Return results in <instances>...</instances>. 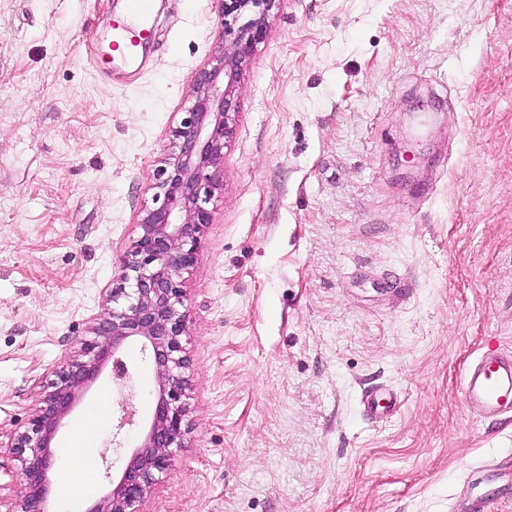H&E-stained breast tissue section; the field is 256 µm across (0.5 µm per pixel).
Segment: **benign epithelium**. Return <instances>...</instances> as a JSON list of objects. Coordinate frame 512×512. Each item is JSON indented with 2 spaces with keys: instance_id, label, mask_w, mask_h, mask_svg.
<instances>
[{
  "instance_id": "obj_1",
  "label": "benign epithelium",
  "mask_w": 512,
  "mask_h": 512,
  "mask_svg": "<svg viewBox=\"0 0 512 512\" xmlns=\"http://www.w3.org/2000/svg\"><path fill=\"white\" fill-rule=\"evenodd\" d=\"M224 32L210 62L195 79L191 106L171 130L172 147L156 170L155 200L144 211L138 236L112 289V308L93 328L83 354L59 363L50 389L33 408L28 426L6 448L20 463L25 494L10 512H49L48 472L53 444L79 395L113 361L117 390L127 387V370L116 354L129 341L142 344L155 365L159 390L148 432L123 466L120 480L90 512H142L156 475L174 452L186 447L189 427L180 370L187 359L181 273L197 260L214 176L234 132V97L244 66L267 35L280 0H219Z\"/></svg>"
}]
</instances>
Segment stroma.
Masks as SVG:
<instances>
[{
  "label": "stroma",
  "mask_w": 512,
  "mask_h": 512,
  "mask_svg": "<svg viewBox=\"0 0 512 512\" xmlns=\"http://www.w3.org/2000/svg\"><path fill=\"white\" fill-rule=\"evenodd\" d=\"M124 0H0V439L80 355L153 204L155 168L222 32L155 0L137 75L102 69ZM195 265L182 274L190 442L144 512H512V411L466 373L512 354V0H282L245 66ZM103 370L76 427L95 492L156 398ZM400 398L367 414L363 397ZM137 414L119 425L122 404Z\"/></svg>",
  "instance_id": "35a3bbf8"
}]
</instances>
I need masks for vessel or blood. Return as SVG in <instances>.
<instances>
[{
	"instance_id": "1",
	"label": "vessel or blood",
	"mask_w": 512,
	"mask_h": 512,
	"mask_svg": "<svg viewBox=\"0 0 512 512\" xmlns=\"http://www.w3.org/2000/svg\"><path fill=\"white\" fill-rule=\"evenodd\" d=\"M151 0H127L126 11L112 23V42L135 53L152 36ZM467 400L482 413L512 409V357L481 356L464 382Z\"/></svg>"
}]
</instances>
